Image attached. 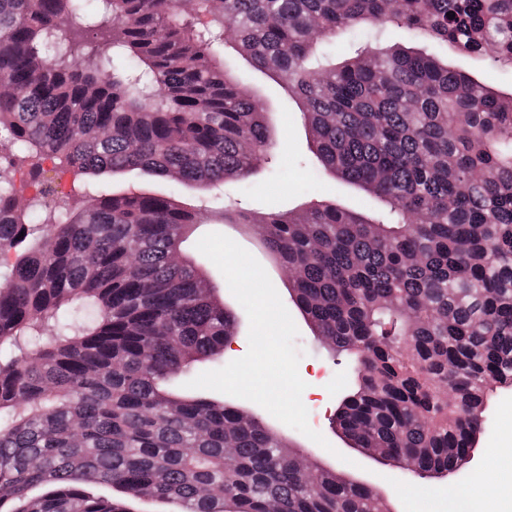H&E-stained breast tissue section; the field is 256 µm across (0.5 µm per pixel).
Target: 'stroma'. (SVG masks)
<instances>
[{"mask_svg":"<svg viewBox=\"0 0 512 512\" xmlns=\"http://www.w3.org/2000/svg\"><path fill=\"white\" fill-rule=\"evenodd\" d=\"M225 62L234 67L240 79L261 98L266 112L283 139L288 142L287 153L273 154L269 162L260 165L250 180L225 186L222 194L216 196L194 191L185 196L187 203L205 205L207 209L213 210L214 215L207 223L196 225L181 250L206 270L224 300L235 307L238 316L237 340L244 345L248 342V316L244 308L239 307L219 269L197 249V242L209 233H221L231 238L262 265L284 301L289 298L288 282L281 278L278 267L270 261L249 227L221 223L215 215L216 210L234 202L244 208L265 211L272 208H299L325 201L336 202L348 209H358L364 204V195L314 167L299 164V157L307 155L308 148L307 134L296 105L272 79L253 70L234 53H226ZM293 320L298 328L294 345L302 353L298 371L309 387L308 393L302 396V402L308 411L310 427L321 433L326 443L318 445L294 429L289 430V437L301 449L312 452L323 465L366 480L382 493L391 512H406L407 501L415 489L432 491L441 488L442 483L438 480L405 481L400 468L376 463L355 450L343 447L331 427V418L341 395L354 380L352 365L344 357L332 360L316 341L301 315H294ZM486 412L488 428L474 450V457L487 464L484 479L497 485L498 498L504 502L512 499V458L501 448L502 440L512 434V428L507 425V415L512 412V393L505 390L498 392L488 402Z\"/></svg>","mask_w":512,"mask_h":512,"instance_id":"1","label":"stroma"}]
</instances>
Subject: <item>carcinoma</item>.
Wrapping results in <instances>:
<instances>
[{
  "mask_svg": "<svg viewBox=\"0 0 512 512\" xmlns=\"http://www.w3.org/2000/svg\"><path fill=\"white\" fill-rule=\"evenodd\" d=\"M455 18H448L449 13ZM512 67V0H0V512H389L246 408L177 390L237 335L198 264L205 213L282 151L235 50L284 83L310 161L382 207L327 202L254 224L327 353L355 365L333 423L425 478L463 469L512 388V92L401 47H323L356 27ZM50 159L72 190L25 196ZM139 173L162 192L102 188Z\"/></svg>",
  "mask_w": 512,
  "mask_h": 512,
  "instance_id": "carcinoma-1",
  "label": "carcinoma"
}]
</instances>
